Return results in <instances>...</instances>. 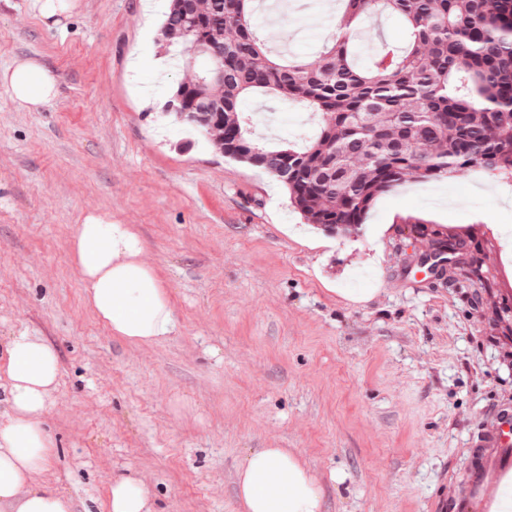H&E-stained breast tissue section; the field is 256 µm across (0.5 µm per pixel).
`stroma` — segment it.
Returning a JSON list of instances; mask_svg holds the SVG:
<instances>
[{
	"label": "stroma",
	"instance_id": "obj_1",
	"mask_svg": "<svg viewBox=\"0 0 512 512\" xmlns=\"http://www.w3.org/2000/svg\"><path fill=\"white\" fill-rule=\"evenodd\" d=\"M33 2L0 0V71L34 57L60 91L27 111L0 84V346L24 331L59 354L40 482L75 512H106L118 475L154 512H240L245 457L286 448L325 512H489L512 465L489 441L512 410V176L410 181L361 227L323 231L168 110L205 64L163 44L169 0H75L56 25ZM337 12L280 0L254 21L313 63ZM246 108L271 149L319 125L296 101ZM93 208L137 227L164 281L176 325L153 345L112 337L84 303L69 240ZM451 236L480 260L478 284L423 266Z\"/></svg>",
	"mask_w": 512,
	"mask_h": 512
}]
</instances>
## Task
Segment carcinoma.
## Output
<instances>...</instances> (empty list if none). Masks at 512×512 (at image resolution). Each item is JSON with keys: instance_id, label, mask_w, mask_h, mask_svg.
Masks as SVG:
<instances>
[{"instance_id": "cac0c4a2", "label": "carcinoma", "mask_w": 512, "mask_h": 512, "mask_svg": "<svg viewBox=\"0 0 512 512\" xmlns=\"http://www.w3.org/2000/svg\"><path fill=\"white\" fill-rule=\"evenodd\" d=\"M256 0H209L184 17L172 0L162 30L223 53L224 109L187 123L214 133L228 158L265 156L271 175L287 160L283 185L309 224L364 223L373 200L410 180H439L471 168L512 174V0H342L336 35L310 65L273 51L252 22ZM386 11L404 28L379 42L367 64L356 55L365 14ZM255 94L301 101L324 116L301 147L266 149L250 136L244 106Z\"/></svg>"}]
</instances>
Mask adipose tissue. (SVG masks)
Listing matches in <instances>:
<instances>
[{
    "label": "adipose tissue",
    "instance_id": "ef3b65f1",
    "mask_svg": "<svg viewBox=\"0 0 512 512\" xmlns=\"http://www.w3.org/2000/svg\"><path fill=\"white\" fill-rule=\"evenodd\" d=\"M18 107L37 110L58 95L54 73L36 58H18L0 71ZM85 284L84 300L109 333L133 345H149L175 327L171 298L158 270L146 264L137 228L91 210L70 238ZM59 376L56 350L27 333L0 348V512H74L70 498L37 478L47 468L52 439L45 427ZM237 497L244 512H324L321 487L300 458L285 448H262L238 470ZM107 512H153L147 490L127 476L112 483Z\"/></svg>",
    "mask_w": 512,
    "mask_h": 512
}]
</instances>
